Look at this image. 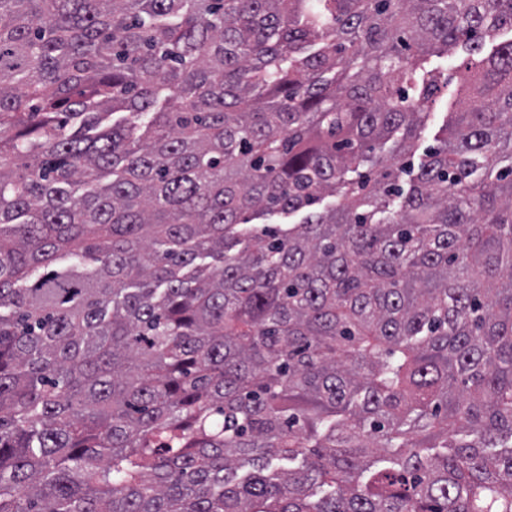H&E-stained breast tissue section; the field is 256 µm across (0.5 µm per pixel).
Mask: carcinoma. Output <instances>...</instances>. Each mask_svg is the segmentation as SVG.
I'll list each match as a JSON object with an SVG mask.
<instances>
[{"instance_id":"obj_1","label":"carcinoma","mask_w":512,"mask_h":512,"mask_svg":"<svg viewBox=\"0 0 512 512\" xmlns=\"http://www.w3.org/2000/svg\"><path fill=\"white\" fill-rule=\"evenodd\" d=\"M0 512H512V0H0ZM454 90L455 86L453 84L448 86V89L443 91L441 96L437 99L435 108L432 112V117L428 120L427 125L421 131L418 141H416L417 146L413 159L415 163L414 174L417 172V164L420 156L427 148L436 144L434 137L448 116L449 103Z\"/></svg>"}]
</instances>
